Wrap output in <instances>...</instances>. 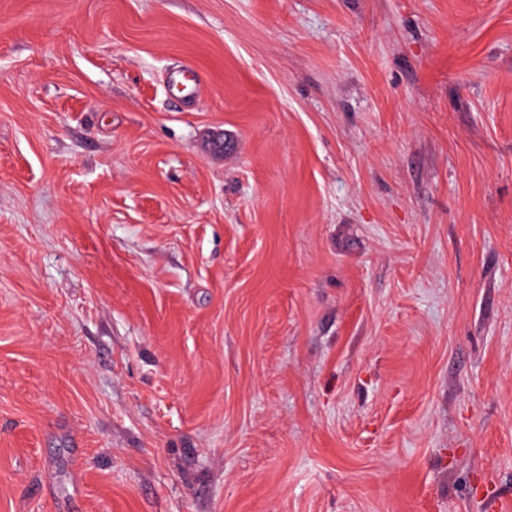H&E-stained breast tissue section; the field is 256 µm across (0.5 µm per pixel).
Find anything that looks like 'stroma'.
Segmentation results:
<instances>
[{
  "mask_svg": "<svg viewBox=\"0 0 512 512\" xmlns=\"http://www.w3.org/2000/svg\"><path fill=\"white\" fill-rule=\"evenodd\" d=\"M0 512H512V0H0Z\"/></svg>",
  "mask_w": 512,
  "mask_h": 512,
  "instance_id": "1",
  "label": "stroma"
}]
</instances>
